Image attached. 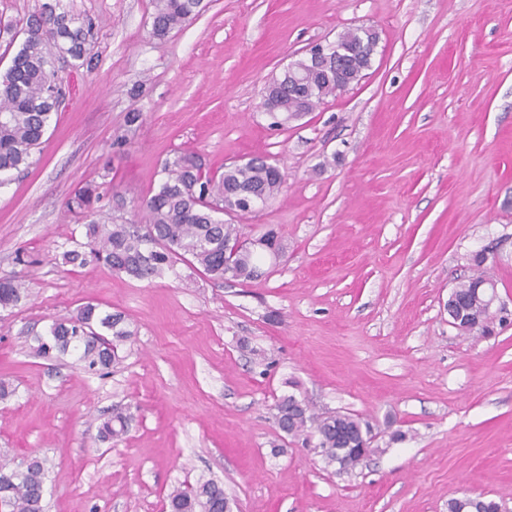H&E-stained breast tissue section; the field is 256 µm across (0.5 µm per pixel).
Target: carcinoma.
<instances>
[{"instance_id":"carcinoma-1","label":"carcinoma","mask_w":512,"mask_h":512,"mask_svg":"<svg viewBox=\"0 0 512 512\" xmlns=\"http://www.w3.org/2000/svg\"><path fill=\"white\" fill-rule=\"evenodd\" d=\"M151 33L163 39L174 29L190 23L206 7L204 0H152ZM92 29L84 22L60 10V3H44L22 23L24 35L11 64L0 71V177L23 171L32 164L33 153L53 117L59 99L65 96L62 82L53 66L52 48L66 53L77 67L92 68ZM337 48L327 54L328 63L314 66L305 58L294 62L298 80L288 82L282 74L265 88L263 108L279 126L296 119L302 106L314 110L326 98L348 83L358 81L371 67L376 51L358 29H349L336 40ZM164 179L139 204L138 224L86 227V235L97 245L92 251L97 261L111 271L137 280H152L169 271L181 277L176 264L200 267L214 281L226 279L253 281L260 278V255L280 251V238L269 229L257 240L264 243L252 251L235 256L226 253L229 246L243 238L236 224L224 222V216L244 209L246 201L266 205L276 199L284 182L280 168L262 157L224 167L218 177L203 173L196 157L184 153L163 164ZM100 186L87 184L77 191L70 207L88 213L100 201ZM475 270L468 283L456 288L460 306L483 316L481 332L490 330L493 316L482 304L477 288L484 281L483 258H474ZM28 296L26 284L19 279L0 280V308L18 305ZM51 341L37 340L36 353L48 356L80 351L85 368L104 376L121 360L120 350L133 336L126 315L102 312L91 302L76 315L56 320L50 328ZM278 429L299 437L317 438L318 454L329 465L342 457L345 466L356 468L360 457L347 450L371 443L370 430L359 419L347 414H315L305 400L284 395L275 403ZM129 416L122 408L102 423L103 440L118 441L127 431ZM48 468L43 459H33L20 474L0 463V502L4 512H45L44 490ZM173 512H224V488L212 478H201L190 487L178 486L168 494Z\"/></svg>"}]
</instances>
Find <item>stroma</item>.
<instances>
[{
  "label": "stroma",
  "instance_id": "obj_1",
  "mask_svg": "<svg viewBox=\"0 0 512 512\" xmlns=\"http://www.w3.org/2000/svg\"><path fill=\"white\" fill-rule=\"evenodd\" d=\"M60 4L94 22V68L56 61L66 104L0 185V279L29 286L0 310V459L46 460L47 512H166L172 486L203 476L233 512H448L465 495L512 512V0H211L162 41L151 0ZM358 26L380 35L364 77L272 126L266 83ZM185 151L216 173L283 168L273 202L231 218L278 232L269 277L147 283L65 263L91 249L76 189L101 185L96 219L117 193L138 221ZM479 252L508 316L488 335L445 308ZM89 302L131 322L121 364L100 377L78 352L33 354ZM286 394L367 423L373 453L326 466L279 431ZM116 404L128 430L100 441Z\"/></svg>",
  "mask_w": 512,
  "mask_h": 512
}]
</instances>
